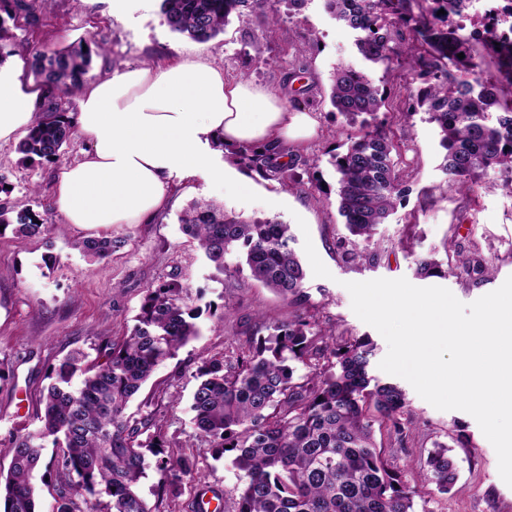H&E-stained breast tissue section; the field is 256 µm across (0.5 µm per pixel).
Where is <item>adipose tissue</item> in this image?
Listing matches in <instances>:
<instances>
[{
    "label": "adipose tissue",
    "instance_id": "ef3b65f1",
    "mask_svg": "<svg viewBox=\"0 0 512 512\" xmlns=\"http://www.w3.org/2000/svg\"><path fill=\"white\" fill-rule=\"evenodd\" d=\"M44 100L20 70L0 69V143L27 133ZM75 125L88 148L55 172L54 205L66 223L106 226L152 223L187 179H221L211 165L219 145H299L316 121L269 88L225 79L209 59L180 57L84 85Z\"/></svg>",
    "mask_w": 512,
    "mask_h": 512
}]
</instances>
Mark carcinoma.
<instances>
[{
    "instance_id": "1",
    "label": "carcinoma",
    "mask_w": 512,
    "mask_h": 512,
    "mask_svg": "<svg viewBox=\"0 0 512 512\" xmlns=\"http://www.w3.org/2000/svg\"><path fill=\"white\" fill-rule=\"evenodd\" d=\"M306 0H162L171 31L207 42L224 33L230 17L248 5L280 24V4L300 7ZM325 11L356 33L358 52L369 62L389 66L405 55L412 79L420 83L392 113L402 135L418 111L439 126L444 150L441 168L448 187L468 194L480 188L481 173L498 167L502 188L512 193V30L497 27L493 11L469 14V0H322ZM444 13H439V10ZM466 19L481 32L477 43L463 34ZM464 54L459 58L458 54ZM495 70L482 80L486 57ZM92 62L91 50L32 47V68L49 95L43 120L20 143L28 157L56 160L75 134L61 112L58 93L75 94ZM331 104L356 130L342 154H332L338 211L351 238L336 248L346 263L370 260L360 250L375 227L386 223L403 194L405 169L394 155L399 143L387 120L377 121L387 91L367 74L348 68L333 72ZM238 165L264 179L285 181L296 161L277 162L279 152L259 153L240 145ZM47 216L23 202L0 203V226L21 237L46 229ZM178 223L214 270L230 272L227 257L245 256L250 276L282 296L294 311L267 326L270 333L240 354L210 357L197 369L193 422L200 436L226 455L239 485L232 512H416L417 487L403 479L374 442V407L390 423L397 444L406 437L401 415L404 391L373 381L368 367L373 347L365 339L336 340L303 316L306 272L291 227L276 218L244 219L214 201L194 200ZM73 248L86 257L105 258L117 248L110 237H88ZM417 272L444 274L479 283L491 269L479 253L441 269L430 255L415 259ZM189 289L162 282L147 290L137 324L121 342L104 348L103 361L74 352L51 371L43 395L40 426L16 437L7 474H0L3 512H38L34 472L40 465L55 475L53 512H156L138 494L145 452L161 454L163 436L150 434L154 418L133 422L130 401L156 367L198 336L200 314L187 304ZM336 359V371L298 377V365ZM52 440L55 452L43 462ZM426 464L438 491L456 483L448 445L437 443ZM168 486L192 473L187 457L158 462Z\"/></svg>"
}]
</instances>
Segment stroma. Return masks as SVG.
<instances>
[{
	"instance_id": "35a3bbf8",
	"label": "stroma",
	"mask_w": 512,
	"mask_h": 512,
	"mask_svg": "<svg viewBox=\"0 0 512 512\" xmlns=\"http://www.w3.org/2000/svg\"><path fill=\"white\" fill-rule=\"evenodd\" d=\"M36 24L24 18L6 20L0 46L6 63L20 66L26 80L32 45L63 46L73 31L93 36L98 48L86 82L92 83L125 64L138 65L171 57L200 55L223 67L227 78H243L280 91L295 108L313 112L315 136L297 148L299 163L290 181L256 178L253 190L236 188L239 167H232L224 184L199 178L191 195H175L169 207L149 224H113L81 227L66 223L52 207L51 182L58 166L81 160L85 139L74 135L59 162L27 160L18 142L0 144V201L27 202L34 211H48L46 234L19 238L0 233V466L10 463L8 450L19 434L38 428L37 414L49 374L66 355L83 350L97 358L106 343L129 334L147 288L171 279L191 290H203L215 307H227L230 316L202 314L199 336L167 359L131 402L128 414L141 420L148 414L161 419L168 441L166 452L184 455L194 464L193 477L177 492H163L166 482L158 458L146 457V475L138 491L159 512H193L201 487L211 494L233 495L236 471L201 438L192 422L191 398L197 386L196 369L206 357H221L247 348L251 336L265 335L263 321L286 319L290 309L280 296L253 280L249 272L216 276L196 252L177 222L190 198L223 205L244 218H275L287 224L304 219L314 247L329 277L307 275L309 301L305 311L324 332L337 337L366 338L375 346L371 374L388 382L380 362L388 345L372 326L352 310L347 283L377 278H406L418 287L441 286L469 304L499 288L512 276V193L502 190L500 170H486L485 189L464 195L444 188L440 169L443 150L440 131L425 113L413 117L401 152L408 165L407 195L387 222L378 225L374 260L344 263L336 253L337 238L346 233L335 195L316 201L310 182L321 179L334 188L330 151L342 145L350 131L329 100L335 68L352 67L383 81L390 104L405 98L412 87L401 61L390 67L373 65L355 46L356 35L325 12L321 0H306L282 13V27L273 30L264 13L248 8L233 15L223 35L197 42L172 33L161 13V0H131L122 19L112 15V0H31ZM315 34L318 44L305 55L296 47L302 37ZM260 41L262 54L252 43ZM106 235L121 243L112 255L88 258L74 249L75 241ZM480 253L493 269L474 284L455 277H422L414 259L433 254L440 262ZM407 405L402 421L407 433L404 448L394 449V467L411 484L423 487L416 512H512V487L501 479L494 447L476 420L459 410L441 411L404 385ZM437 442L449 445L457 480L451 493L442 495L430 480L424 460Z\"/></svg>"
}]
</instances>
